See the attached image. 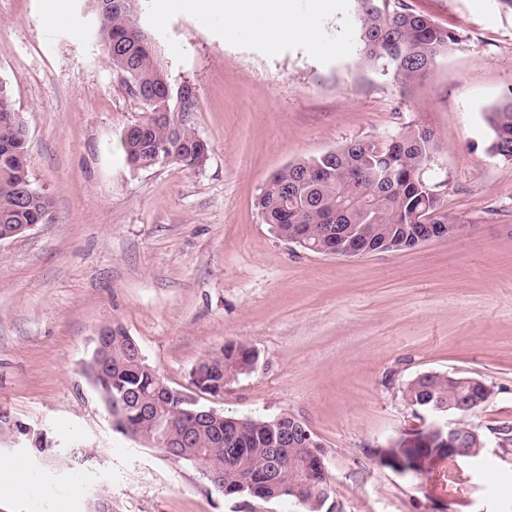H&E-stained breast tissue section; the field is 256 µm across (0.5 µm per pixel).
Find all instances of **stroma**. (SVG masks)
<instances>
[{
  "mask_svg": "<svg viewBox=\"0 0 512 512\" xmlns=\"http://www.w3.org/2000/svg\"><path fill=\"white\" fill-rule=\"evenodd\" d=\"M464 41L402 90L363 66L353 0H293L312 41H261L186 0H144L174 92L209 145L202 166L133 170L122 132L145 104L94 48L86 0H0V82L27 131L35 184L54 219L0 242V409L45 430L53 455L0 440V512H239L197 464L113 430L84 365L120 325L172 386L224 343L256 368L198 401L228 414L288 412L328 450L339 512H512V447L420 472L382 462L428 422L402 390L424 373L493 389L461 423L512 426V162L487 152L485 109L512 92V9L500 0H405ZM433 128L443 205L470 232L406 251L331 257L279 239L255 206L288 163L413 124Z\"/></svg>",
  "mask_w": 512,
  "mask_h": 512,
  "instance_id": "35a3bbf8",
  "label": "stroma"
}]
</instances>
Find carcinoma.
I'll return each instance as SVG.
<instances>
[{
  "label": "carcinoma",
  "mask_w": 512,
  "mask_h": 512,
  "mask_svg": "<svg viewBox=\"0 0 512 512\" xmlns=\"http://www.w3.org/2000/svg\"><path fill=\"white\" fill-rule=\"evenodd\" d=\"M359 27L360 63L390 75L403 88H411L427 75L462 41L459 33L440 27L407 5L394 0H356ZM98 46L116 71L129 80V89L141 96L150 112H172L169 75L155 60V49L145 42L140 21L129 11L112 8L96 15ZM14 111L6 86H0V236L16 224H32L52 209L48 197H34L28 208H17L19 189L32 180L26 163L27 129L23 120L5 119ZM491 130L487 152L512 161V94L486 113ZM180 137L172 139L167 122L143 119L122 133L120 145L128 166L146 169L157 165V149L166 163L190 165L188 156L199 146L198 135L182 117ZM436 138L419 124L389 135L354 140L312 159L290 163L275 172L256 199L264 223L285 240L303 236V249L325 255L331 247L324 237L329 224L347 229L344 249L363 247L372 253L405 251L423 224L457 222L444 210L437 185L425 174L436 159ZM107 367L87 370L102 401L124 399L115 412L117 432L147 443H160L165 437L189 436L185 445L171 456L183 460L198 457L208 449L224 469V495L242 501L247 512L265 503L263 496L239 482L249 472L259 482L266 471L278 477L277 494L272 501L291 500L298 512H323L324 505L309 498L295 484L292 466L312 452H327L316 434L307 438L295 433L282 439L280 428L290 423L292 414L272 417L224 415L218 421L204 415L207 408L194 397L176 399L155 422L145 412L156 406L165 380L141 359L138 345L123 328L112 326ZM255 352L241 343L229 342L200 361L205 386L198 390L218 394L224 381L247 373ZM487 385L431 373L415 377L403 388L406 403L415 412L432 413L433 406L456 404L461 413L482 406Z\"/></svg>",
  "instance_id": "cac0c4a2"
}]
</instances>
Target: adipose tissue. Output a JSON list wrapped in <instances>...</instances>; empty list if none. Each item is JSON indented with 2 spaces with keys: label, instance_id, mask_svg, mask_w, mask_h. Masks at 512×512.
Masks as SVG:
<instances>
[{
  "label": "adipose tissue",
  "instance_id": "adipose-tissue-1",
  "mask_svg": "<svg viewBox=\"0 0 512 512\" xmlns=\"http://www.w3.org/2000/svg\"><path fill=\"white\" fill-rule=\"evenodd\" d=\"M192 5L199 11L223 13L230 26L248 25L264 39L310 33L306 20L289 11L288 0H193Z\"/></svg>",
  "mask_w": 512,
  "mask_h": 512
}]
</instances>
